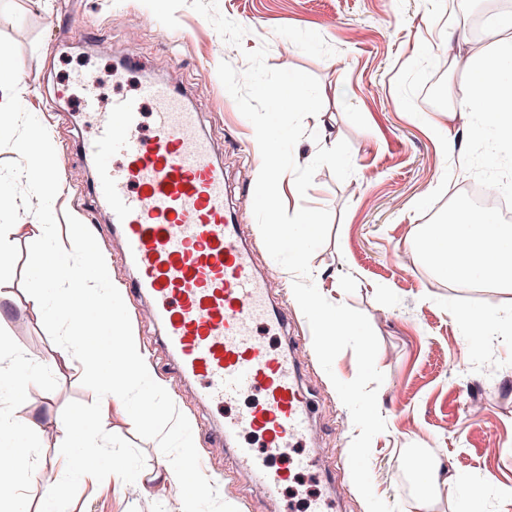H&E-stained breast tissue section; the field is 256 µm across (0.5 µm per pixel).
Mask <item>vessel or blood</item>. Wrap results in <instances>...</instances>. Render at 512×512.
<instances>
[{
	"label": "vessel or blood",
	"mask_w": 512,
	"mask_h": 512,
	"mask_svg": "<svg viewBox=\"0 0 512 512\" xmlns=\"http://www.w3.org/2000/svg\"><path fill=\"white\" fill-rule=\"evenodd\" d=\"M70 83L90 123L81 148L95 165L93 190L123 241L137 290L151 300L139 317L163 324L166 348L198 382L201 399L238 405L224 435L235 438L240 467L279 494L318 464L307 452L314 437L302 363L294 347L267 342L288 316L226 209L224 169L196 113L172 83L145 81L138 94L109 99L85 73Z\"/></svg>",
	"instance_id": "b4317fda"
}]
</instances>
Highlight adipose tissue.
Masks as SVG:
<instances>
[{
	"mask_svg": "<svg viewBox=\"0 0 512 512\" xmlns=\"http://www.w3.org/2000/svg\"><path fill=\"white\" fill-rule=\"evenodd\" d=\"M449 71L465 76L448 85L449 117H477L483 137L503 144L512 141V15L499 18L491 48L474 50L465 31L449 33L441 46ZM424 250L437 271L459 288L472 285L473 275L494 285L512 286V225L494 212L477 213L460 205L444 224H433L424 236ZM112 365L105 395L97 407L99 427L113 413L127 411L131 390L158 395L157 377L139 337L125 323L113 324Z\"/></svg>",
	"mask_w": 512,
	"mask_h": 512,
	"instance_id": "obj_1",
	"label": "adipose tissue"
}]
</instances>
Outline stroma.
Instances as JSON below:
<instances>
[{
	"label": "stroma",
	"mask_w": 512,
	"mask_h": 512,
	"mask_svg": "<svg viewBox=\"0 0 512 512\" xmlns=\"http://www.w3.org/2000/svg\"><path fill=\"white\" fill-rule=\"evenodd\" d=\"M496 8V0H219L221 13L247 30L235 47L187 6L176 13L178 28L169 29L140 0H0V70L18 79L23 107L47 128L57 154L69 157L71 171L61 174L63 193L53 201L62 245L72 246L66 218L75 216L107 254L129 308L136 302L131 271L92 192L93 169L78 149L87 129L72 94L62 91L68 75L92 72L106 97L116 86L134 90L146 76L176 82L239 197L253 195L260 157L252 123L218 77L219 63L244 72L243 50L264 46L268 66L318 80L325 126L298 141L295 161L307 165L319 147L344 140L354 173L341 182L323 166L306 196L285 189L281 197L288 213L307 206L332 214L329 237L310 261L311 278L330 302L364 313L379 340L378 408L386 429L372 441L370 472L375 494L400 512H466L474 488L479 512H512V325L503 320L478 331L466 319L470 311L507 315L512 288L453 287L422 257L427 225L447 220L467 185L512 184V149L483 140L467 147L463 166L449 168L427 129L429 121L443 120V105L427 108L420 99L429 81L448 83L435 75L431 59L449 29ZM102 40L111 55L97 54ZM19 221L9 250L0 253V288L10 295L0 303V355L18 349L40 362L58 347L22 284L33 241L28 226L36 218L24 211ZM241 221L258 268L279 283L273 297L288 314V332L270 342L299 347L322 464L298 486L268 495L232 454L214 452L225 411L201 402L195 382L178 373L160 326L132 319L164 384L161 403L189 416L195 451L207 460L212 492L197 510L307 512L308 498L320 496L338 498V512H368L349 466L358 431L332 384L355 378L356 356L342 351L325 373L288 286L292 274L268 253L253 213L243 212ZM464 346L473 361L460 366L456 355ZM82 374L81 363L72 361L46 371L29 393L37 427L21 440L0 442V457L26 455L33 466L0 467V477L19 488L17 498L0 500V512H42L36 468L67 450L62 412L69 402L95 399ZM471 405L478 418L469 416ZM184 446V436L158 416H142L133 406L113 414L92 451L106 475L93 484L65 478V512H182V489L162 480L161 461L181 456ZM118 457L132 461L138 480L114 469ZM429 463L441 474L430 484L423 480Z\"/></svg>",
	"instance_id": "35a3bbf8"
}]
</instances>
